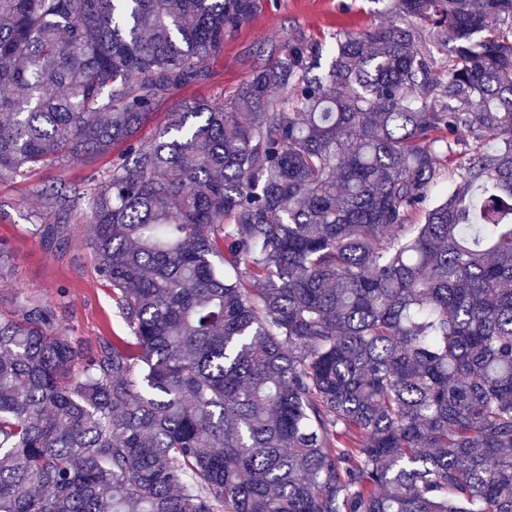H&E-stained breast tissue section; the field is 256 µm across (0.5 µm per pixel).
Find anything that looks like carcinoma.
<instances>
[{"instance_id":"1","label":"carcinoma","mask_w":512,"mask_h":512,"mask_svg":"<svg viewBox=\"0 0 512 512\" xmlns=\"http://www.w3.org/2000/svg\"><path fill=\"white\" fill-rule=\"evenodd\" d=\"M259 4L0 0V174L123 147L34 234L87 218L127 331L0 319V512H512V0H387L137 137Z\"/></svg>"}]
</instances>
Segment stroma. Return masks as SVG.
I'll return each instance as SVG.
<instances>
[{
  "instance_id": "stroma-1",
  "label": "stroma",
  "mask_w": 512,
  "mask_h": 512,
  "mask_svg": "<svg viewBox=\"0 0 512 512\" xmlns=\"http://www.w3.org/2000/svg\"><path fill=\"white\" fill-rule=\"evenodd\" d=\"M378 0H263L260 12L227 37L223 50L210 62L207 83L179 93L180 98H233L254 71L278 57L296 37L331 41L336 31H358L383 22ZM108 158L75 157L37 170L27 180L0 177V243L10 254V266L0 273V318L17 317L22 305L34 299L56 313L57 327L96 352L102 343L123 335L112 304V289L94 270L85 244L86 224H78L62 249H48L32 233L39 209L37 189L50 179H71L104 168Z\"/></svg>"
}]
</instances>
